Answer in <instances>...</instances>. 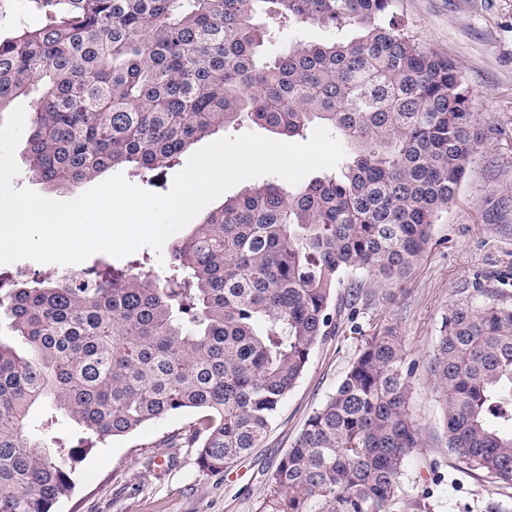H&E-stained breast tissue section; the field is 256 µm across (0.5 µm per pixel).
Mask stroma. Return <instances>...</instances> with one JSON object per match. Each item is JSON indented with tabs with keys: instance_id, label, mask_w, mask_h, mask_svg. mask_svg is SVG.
I'll list each match as a JSON object with an SVG mask.
<instances>
[{
	"instance_id": "stroma-1",
	"label": "stroma",
	"mask_w": 512,
	"mask_h": 512,
	"mask_svg": "<svg viewBox=\"0 0 512 512\" xmlns=\"http://www.w3.org/2000/svg\"><path fill=\"white\" fill-rule=\"evenodd\" d=\"M413 38L449 57L472 91L481 138L454 202L409 273L389 288L350 302L337 289L336 330L313 349L309 364L261 445L221 473L202 471L192 448L164 440L188 430L186 411L81 448L72 494L55 512H258L267 476L311 412L334 393L364 338L394 329L411 358L432 351L451 305L474 288L512 292V0H399ZM411 407L425 447L408 458V492L431 487L435 512H490L507 489L457 470L445 449L438 397L424 373L412 379ZM439 462L431 473V462Z\"/></svg>"
}]
</instances>
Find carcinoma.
<instances>
[{"instance_id":"carcinoma-1","label":"carcinoma","mask_w":512,"mask_h":512,"mask_svg":"<svg viewBox=\"0 0 512 512\" xmlns=\"http://www.w3.org/2000/svg\"><path fill=\"white\" fill-rule=\"evenodd\" d=\"M47 22L0 36V113L38 92L32 178L56 189L128 164L153 182L188 146L239 119L285 137L321 124L336 168L224 201L173 247L93 265L73 285L0 276V512H52L74 488L76 449L185 410L167 448L220 473L260 447L333 325L347 273L375 288L426 251L478 141L471 92L416 42L395 0H34ZM349 29L264 62L260 17ZM424 366L457 468L512 489V296L476 288L448 310L426 362L391 329L366 339L267 481L259 512H433L409 494L425 445L410 410ZM41 406L44 418L32 419Z\"/></svg>"}]
</instances>
